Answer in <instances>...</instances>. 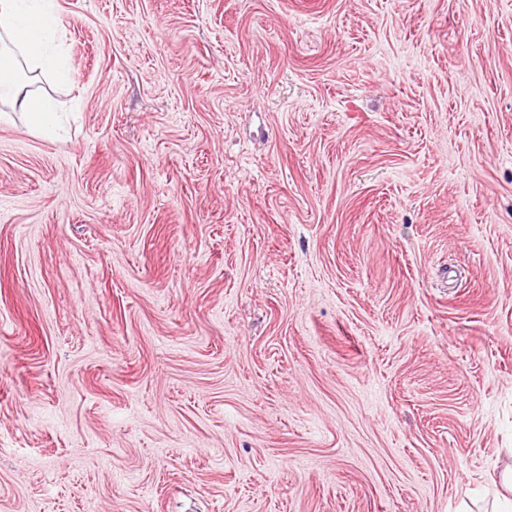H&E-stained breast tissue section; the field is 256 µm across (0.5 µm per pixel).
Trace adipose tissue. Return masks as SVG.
<instances>
[{"label": "adipose tissue", "mask_w": 512, "mask_h": 512, "mask_svg": "<svg viewBox=\"0 0 512 512\" xmlns=\"http://www.w3.org/2000/svg\"><path fill=\"white\" fill-rule=\"evenodd\" d=\"M56 27V0H0V100H11L47 136L58 129L53 108L40 95L20 94V70L50 68L58 80L68 79L67 68L49 50Z\"/></svg>", "instance_id": "ef3b65f1"}]
</instances>
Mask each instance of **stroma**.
I'll use <instances>...</instances> for the list:
<instances>
[{"label":"stroma","mask_w":512,"mask_h":512,"mask_svg":"<svg viewBox=\"0 0 512 512\" xmlns=\"http://www.w3.org/2000/svg\"><path fill=\"white\" fill-rule=\"evenodd\" d=\"M0 103V512H491L512 0H58Z\"/></svg>","instance_id":"obj_1"}]
</instances>
